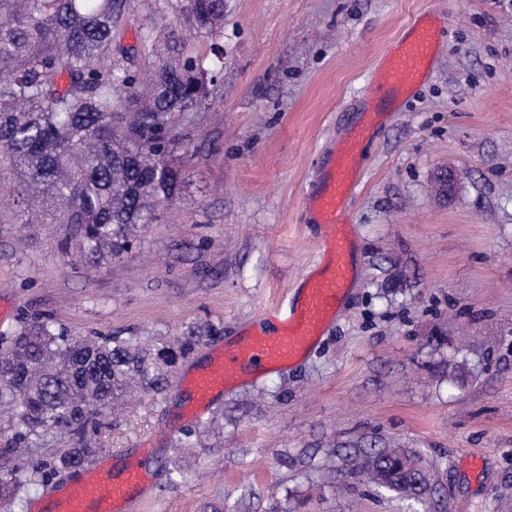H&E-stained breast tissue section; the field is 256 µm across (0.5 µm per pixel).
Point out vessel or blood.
<instances>
[{"mask_svg":"<svg viewBox=\"0 0 512 512\" xmlns=\"http://www.w3.org/2000/svg\"><path fill=\"white\" fill-rule=\"evenodd\" d=\"M443 22L432 13L416 18L393 42L373 80L371 108L337 149L308 207L319 228L318 256L299 283L287 309L243 335L225 340L207 362L193 368L188 392L196 413L206 412L225 390L245 379L299 363L320 342L334 319L353 276L354 235L349 203L361 182V154L385 110L399 106L432 71ZM150 487L148 472L128 463L122 468L87 464L66 486L32 512H127Z\"/></svg>","mask_w":512,"mask_h":512,"instance_id":"vessel-or-blood-1","label":"vessel or blood"}]
</instances>
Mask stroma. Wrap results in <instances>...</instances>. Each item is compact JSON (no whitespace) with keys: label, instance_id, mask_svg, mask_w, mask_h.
I'll return each mask as SVG.
<instances>
[{"label":"stroma","instance_id":"35a3bbf8","mask_svg":"<svg viewBox=\"0 0 512 512\" xmlns=\"http://www.w3.org/2000/svg\"><path fill=\"white\" fill-rule=\"evenodd\" d=\"M223 82L191 113L181 190L139 248L109 264L61 254L62 224L0 207V334L49 316L70 336L140 328L173 341L211 322L233 337L292 297L317 251L309 194L369 107L371 79L412 18L446 29L430 77L388 113L350 203L355 279L298 366L226 392L199 415L207 450L165 463L188 428L178 361L165 395L105 415L99 459L150 444L153 494L135 512H512V0H229ZM155 29H148L149 18ZM177 0L137 7L116 60L145 67L180 29ZM463 174L451 199L442 167ZM397 446L431 472L425 505L363 483L357 457ZM212 429V422L209 423H199L194 428H187L183 430L175 440H174V448L177 452L180 453L174 457V459L169 461V481L171 484H176L179 479L184 478V470H183V456L184 450L186 448H198L205 444V441L209 437L210 430Z\"/></svg>","mask_w":512,"mask_h":512}]
</instances>
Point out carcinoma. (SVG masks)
Instances as JSON below:
<instances>
[{
	"label": "carcinoma",
	"instance_id": "carcinoma-1",
	"mask_svg": "<svg viewBox=\"0 0 512 512\" xmlns=\"http://www.w3.org/2000/svg\"><path fill=\"white\" fill-rule=\"evenodd\" d=\"M135 0H0V170L15 180L16 205L27 216L39 200L49 224H67L58 243L92 262L128 253L140 233L164 218L178 195L173 163L184 149L183 124L219 92L223 52L162 55L146 74L115 61L113 31ZM225 0H180L184 25L213 36ZM215 324L191 325L170 344L142 332L70 337L50 318L0 336V407L10 413L15 440L26 446L47 435L74 446L29 468L0 470V503L24 512V493L67 467L91 461L103 410H117L136 392L163 394L178 360ZM212 423L183 430L169 481L184 478L180 452L198 448ZM423 460L403 448H383L356 462L378 488L420 502L415 485Z\"/></svg>",
	"mask_w": 512,
	"mask_h": 512
}]
</instances>
